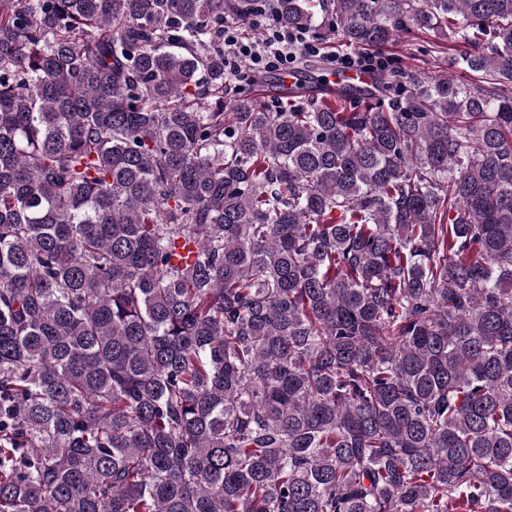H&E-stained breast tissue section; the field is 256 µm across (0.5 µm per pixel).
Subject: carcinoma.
<instances>
[{
    "instance_id": "carcinoma-1",
    "label": "carcinoma",
    "mask_w": 512,
    "mask_h": 512,
    "mask_svg": "<svg viewBox=\"0 0 512 512\" xmlns=\"http://www.w3.org/2000/svg\"><path fill=\"white\" fill-rule=\"evenodd\" d=\"M311 2L448 66L230 96L250 0H0V512H512V0Z\"/></svg>"
}]
</instances>
